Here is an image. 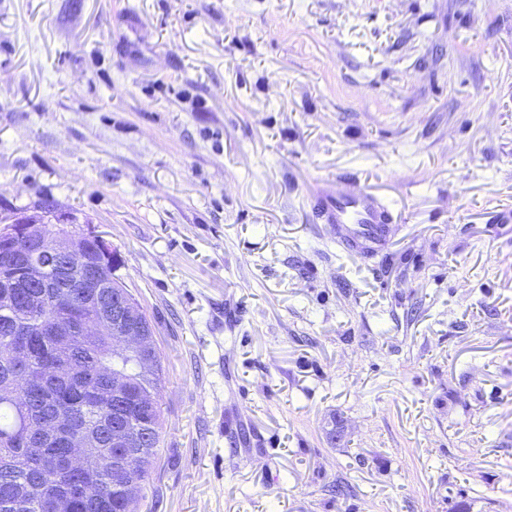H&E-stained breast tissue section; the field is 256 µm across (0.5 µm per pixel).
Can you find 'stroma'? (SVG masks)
<instances>
[{
    "instance_id": "35a3bbf8",
    "label": "stroma",
    "mask_w": 512,
    "mask_h": 512,
    "mask_svg": "<svg viewBox=\"0 0 512 512\" xmlns=\"http://www.w3.org/2000/svg\"><path fill=\"white\" fill-rule=\"evenodd\" d=\"M344 175L383 260L305 206ZM44 205L164 356L143 512H512V0H0V218Z\"/></svg>"
}]
</instances>
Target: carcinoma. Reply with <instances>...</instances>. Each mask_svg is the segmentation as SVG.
Returning a JSON list of instances; mask_svg holds the SVG:
<instances>
[{
    "instance_id": "carcinoma-1",
    "label": "carcinoma",
    "mask_w": 512,
    "mask_h": 512,
    "mask_svg": "<svg viewBox=\"0 0 512 512\" xmlns=\"http://www.w3.org/2000/svg\"><path fill=\"white\" fill-rule=\"evenodd\" d=\"M0 249L17 267L36 254L8 233ZM47 275L52 288L19 276L0 283V512H55L62 497L70 512H140L164 430L161 353L151 343L143 370L138 352L112 343V312L96 297H132L122 282L88 288L54 268ZM58 419L95 436L93 465L69 468V448L47 432ZM116 423L132 431L119 455Z\"/></svg>"
}]
</instances>
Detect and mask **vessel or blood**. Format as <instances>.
Listing matches in <instances>:
<instances>
[{"label":"vessel or blood","instance_id":"vessel-or-blood-1","mask_svg":"<svg viewBox=\"0 0 512 512\" xmlns=\"http://www.w3.org/2000/svg\"><path fill=\"white\" fill-rule=\"evenodd\" d=\"M317 217L334 230L337 247L364 258L386 251L393 234V215L382 196L340 179L322 184L310 198Z\"/></svg>","mask_w":512,"mask_h":512}]
</instances>
